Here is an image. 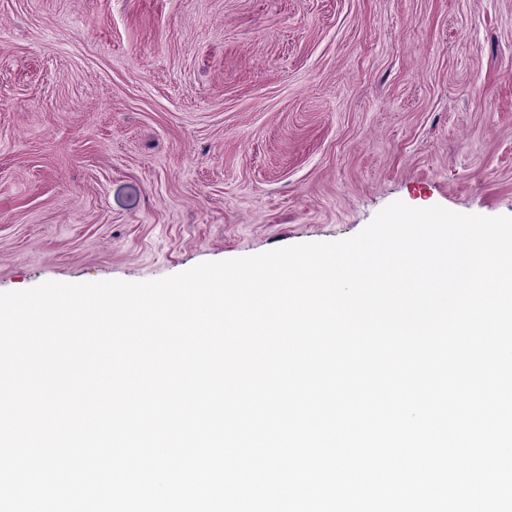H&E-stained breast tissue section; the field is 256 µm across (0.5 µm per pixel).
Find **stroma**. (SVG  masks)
<instances>
[{
	"label": "stroma",
	"mask_w": 512,
	"mask_h": 512,
	"mask_svg": "<svg viewBox=\"0 0 512 512\" xmlns=\"http://www.w3.org/2000/svg\"><path fill=\"white\" fill-rule=\"evenodd\" d=\"M512 215V0H0V292Z\"/></svg>",
	"instance_id": "35a3bbf8"
}]
</instances>
